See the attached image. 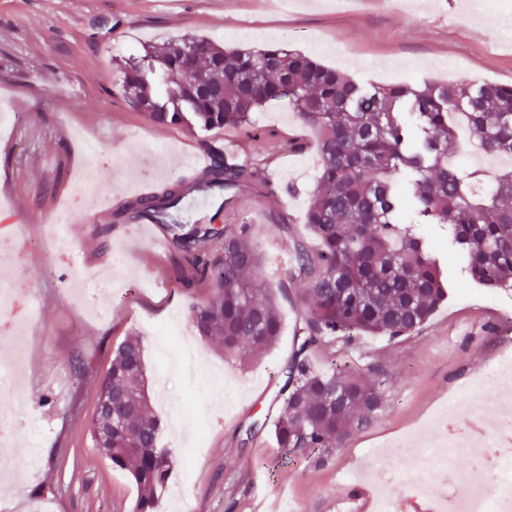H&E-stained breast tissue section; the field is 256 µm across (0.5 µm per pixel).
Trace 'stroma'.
<instances>
[{
  "label": "stroma",
  "mask_w": 512,
  "mask_h": 512,
  "mask_svg": "<svg viewBox=\"0 0 512 512\" xmlns=\"http://www.w3.org/2000/svg\"><path fill=\"white\" fill-rule=\"evenodd\" d=\"M512 0H296L288 10L261 0H0V97L14 112L0 135V206L27 220L18 248L24 261L11 271L33 292L26 357L0 392V406L18 398L17 454L0 470V512H132L138 490L128 471L113 467L90 436L97 390L112 352L128 335L145 351L153 410L164 421L160 444L177 463L171 483L177 501L161 497L158 512H255L254 484L268 477L266 512H325L360 473L386 468L382 443L413 433L426 444L441 433L429 414L465 394L476 376L490 373L512 352V290L460 281L447 302L408 337L358 336L326 341L311 351L319 369L331 360L363 376L386 380V406L376 421L338 447L308 456L277 448L268 427L279 410L284 367L296 349L303 307L280 299L282 333L249 365L225 360L214 343L193 337L204 353L194 366L162 369L149 323L187 319L211 294L206 282L182 287L189 269L175 249L153 252L133 222L93 224L98 260L60 266L48 239V217L91 193L78 173L107 174L116 197L144 181L163 187L185 157L224 148L255 171L259 184L225 205L220 227H250L264 254L262 277L284 280L285 251L304 242L319 249L303 218L317 183L316 133L287 101L267 105L249 126L196 132L158 124L133 110L120 94L122 60L146 44L208 37L223 47L280 43L359 79L437 83L466 80L512 84ZM289 232H282V225ZM121 258L126 290L90 301L73 283ZM81 356L87 371L73 373ZM49 406H39V396ZM205 441L186 442L196 428ZM196 472L180 470L190 452Z\"/></svg>",
  "instance_id": "35a3bbf8"
}]
</instances>
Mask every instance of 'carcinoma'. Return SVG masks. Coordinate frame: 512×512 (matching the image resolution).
<instances>
[{"label": "carcinoma", "instance_id": "1", "mask_svg": "<svg viewBox=\"0 0 512 512\" xmlns=\"http://www.w3.org/2000/svg\"><path fill=\"white\" fill-rule=\"evenodd\" d=\"M189 46L188 55L175 44L148 50V64L130 65L122 94L133 109L157 123L207 130L246 125L267 104L286 99L316 131L321 172L306 224L320 250L297 245L286 274L304 314L272 432L290 454L335 448L375 421L385 407V380L334 362L317 370L308 352L327 337L411 335L448 299V270L422 226L448 229V253L465 279L512 288V167L489 181L482 170L451 161L456 115L481 151L512 158V86L424 81L367 88L278 45L226 50L197 38ZM203 87L224 94L203 96ZM208 152L211 164L195 188L222 195L254 177L223 150ZM185 192L175 181L129 203L126 214L167 228L193 271L184 286L199 276L212 290L192 308L193 328L220 342L224 358L247 363L281 335L275 296L260 278L262 256L249 244L246 224L235 233L186 228L178 219ZM146 380L142 346L129 337L113 350L97 393L99 401L107 388L125 398L123 425L106 435L110 414L97 409L91 428L95 447L130 469L138 488L133 512H155L173 468L169 450L158 444L161 421L151 412Z\"/></svg>", "mask_w": 512, "mask_h": 512}]
</instances>
